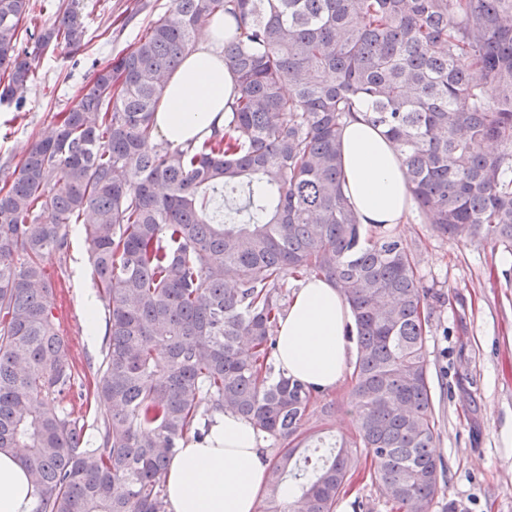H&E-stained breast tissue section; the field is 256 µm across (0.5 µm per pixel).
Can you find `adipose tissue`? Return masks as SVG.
<instances>
[{
	"instance_id": "1",
	"label": "adipose tissue",
	"mask_w": 512,
	"mask_h": 512,
	"mask_svg": "<svg viewBox=\"0 0 512 512\" xmlns=\"http://www.w3.org/2000/svg\"><path fill=\"white\" fill-rule=\"evenodd\" d=\"M224 24L216 22L198 50L171 75L155 112L167 141H201L224 126L237 82L220 52ZM342 186L365 229L404 223L412 205L404 172L382 128L362 114L345 122L341 136ZM351 310L335 282H301L277 325L279 373L332 390L350 361L346 328ZM204 440L186 438L165 475L167 512H259L273 458L254 421L230 412L209 418ZM37 493L14 452H0V512H33Z\"/></svg>"
}]
</instances>
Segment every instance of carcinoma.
Wrapping results in <instances>:
<instances>
[{"label":"carcinoma","instance_id":"cac0c4a2","mask_svg":"<svg viewBox=\"0 0 512 512\" xmlns=\"http://www.w3.org/2000/svg\"><path fill=\"white\" fill-rule=\"evenodd\" d=\"M79 5L38 30L20 27L33 0H0V105L21 109L44 51L83 44ZM224 14L238 77L224 128L155 142L167 80ZM358 106L434 233L512 250V0H172L31 144L0 186V451L23 449L37 512H165L175 448L203 439L216 411L284 444L266 512H333L352 446L387 501L429 512L445 484L430 289L402 237L365 235L343 192L341 133ZM230 197L244 200L233 213ZM80 223L109 336L94 447L59 408L72 372L45 269ZM311 274L353 313L355 439L299 457L317 393L274 375L271 354L288 276Z\"/></svg>","mask_w":512,"mask_h":512}]
</instances>
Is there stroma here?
I'll use <instances>...</instances> for the list:
<instances>
[{"instance_id": "1", "label": "stroma", "mask_w": 512, "mask_h": 512, "mask_svg": "<svg viewBox=\"0 0 512 512\" xmlns=\"http://www.w3.org/2000/svg\"><path fill=\"white\" fill-rule=\"evenodd\" d=\"M143 9L126 20L127 7ZM88 45L61 46L42 54L38 78L21 111L0 106V181L10 179L34 138L55 112L73 103L88 87L95 66L129 50L142 24L164 13L171 0H82ZM397 233L413 249L424 286L443 294L432 303V327L427 338L430 378L437 418L435 451L446 465V487L430 512H445L456 503L458 512H512V264L489 243H471L432 233L419 209H412ZM54 288V312L70 347L75 376L73 392L61 408L72 420L93 422L100 406L81 407L79 393L94 389L105 348V336L86 339L83 296L95 290L83 225H73L69 247L46 263ZM348 382L325 398L337 410L324 419L313 410L304 427V441L328 435L352 439L355 427L347 406ZM370 464L359 457V472L336 502L334 512H393L365 474Z\"/></svg>"}]
</instances>
